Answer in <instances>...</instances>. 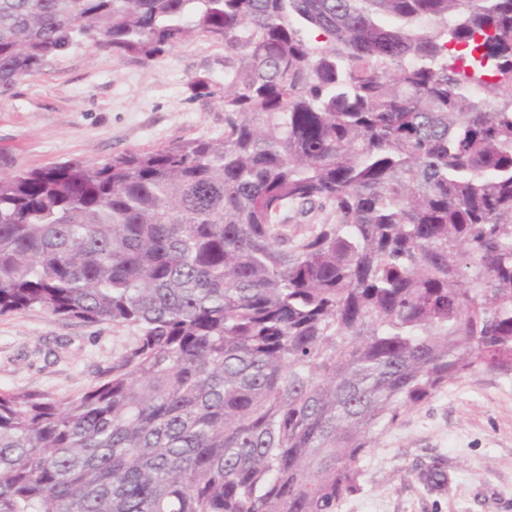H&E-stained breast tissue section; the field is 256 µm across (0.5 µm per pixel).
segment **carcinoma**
<instances>
[{
  "instance_id": "carcinoma-1",
  "label": "carcinoma",
  "mask_w": 512,
  "mask_h": 512,
  "mask_svg": "<svg viewBox=\"0 0 512 512\" xmlns=\"http://www.w3.org/2000/svg\"><path fill=\"white\" fill-rule=\"evenodd\" d=\"M193 33L224 137L0 176V316L136 330L0 391V512H340L403 412L512 375V0H0V93Z\"/></svg>"
}]
</instances>
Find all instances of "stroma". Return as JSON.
<instances>
[{"label":"stroma","instance_id":"1","mask_svg":"<svg viewBox=\"0 0 512 512\" xmlns=\"http://www.w3.org/2000/svg\"><path fill=\"white\" fill-rule=\"evenodd\" d=\"M224 55L201 35L146 64L73 47L0 94V174L223 136ZM202 75L215 91L206 101L191 91ZM134 334L40 310L0 317V390L81 394ZM430 456L445 460V493L413 474ZM362 468V487L340 512H512V378L480 371L448 382L381 434Z\"/></svg>","mask_w":512,"mask_h":512}]
</instances>
